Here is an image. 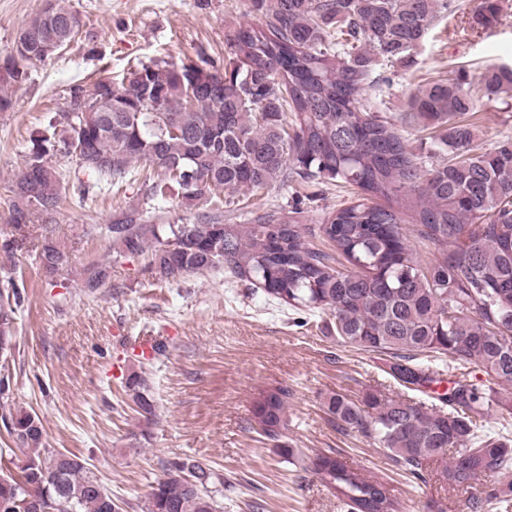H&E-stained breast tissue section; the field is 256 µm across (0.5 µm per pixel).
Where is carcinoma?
<instances>
[{
  "mask_svg": "<svg viewBox=\"0 0 512 512\" xmlns=\"http://www.w3.org/2000/svg\"><path fill=\"white\" fill-rule=\"evenodd\" d=\"M266 17L228 39L232 58L224 70L161 61L142 66L119 83L98 79L70 89L91 112H66L31 139L11 180L7 218L17 229L35 213L51 216L63 195L50 153L59 149L77 165L117 183L133 164L157 176L144 179L146 200L178 191L195 206L224 200L272 182L300 180L355 186L361 198L324 213L318 230L356 270L336 268V258L309 247L297 209L251 212L245 224H152L148 211L130 206L102 229L122 257H146L145 270L160 282L218 268L261 288L272 300L332 317L336 341L388 356L384 365L399 385L426 393L439 372L420 356H445L483 374L458 379L439 404L367 390L359 403L332 395L330 422L355 430L386 451L416 480L428 465L450 484L458 470L467 486L494 476L484 501L512 493V440L485 439L478 427L496 407L512 416V401L498 386L512 382V142L493 151L475 146L474 127L461 119L482 101L509 104L512 65L428 81L408 98L410 118L438 132L448 161L424 170L392 123L365 101L373 66L402 60L422 41L452 0H251ZM500 0H483L475 21H497ZM77 13L47 0V8L19 30V59L43 60L40 46L55 37L72 40ZM24 69H0V112L11 106L10 88L25 81ZM292 111L287 120L285 109ZM91 163L81 161L83 157ZM439 257L422 268L403 234L404 215ZM453 251H448L449 245ZM51 276L68 265L59 242L44 237L37 256ZM87 288L107 279V265L83 268ZM21 298L9 276L0 284V350L15 349L14 304ZM125 387L136 412L151 422L155 405L144 380ZM288 392L256 401L260 433L278 440ZM26 455L21 474L0 467V503L31 502L40 512H105L110 495L73 453L44 445V429L23 409L0 416ZM314 472L349 512H402L377 480L339 463L329 448L316 454ZM224 478L193 461H167L151 487L143 512H218Z\"/></svg>",
  "mask_w": 512,
  "mask_h": 512,
  "instance_id": "obj_1",
  "label": "carcinoma"
}]
</instances>
